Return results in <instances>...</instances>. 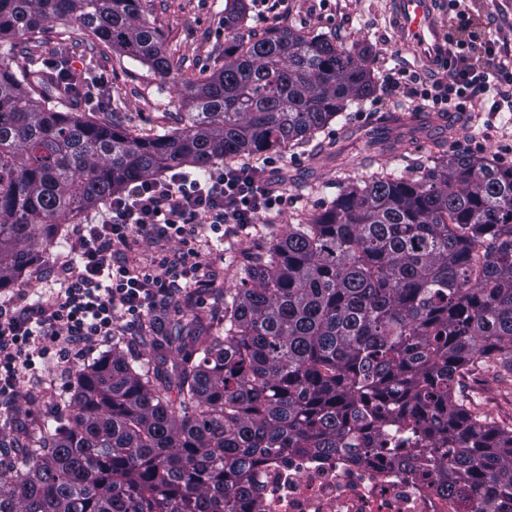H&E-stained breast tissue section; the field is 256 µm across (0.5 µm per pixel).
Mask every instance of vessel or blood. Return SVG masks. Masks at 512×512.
Listing matches in <instances>:
<instances>
[{"mask_svg":"<svg viewBox=\"0 0 512 512\" xmlns=\"http://www.w3.org/2000/svg\"><path fill=\"white\" fill-rule=\"evenodd\" d=\"M441 0H394L393 16L403 42L428 67H436L447 49L448 31L437 16Z\"/></svg>","mask_w":512,"mask_h":512,"instance_id":"1","label":"vessel or blood"}]
</instances>
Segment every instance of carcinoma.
Returning <instances> with one entry per match:
<instances>
[{
	"label": "carcinoma",
	"instance_id": "1",
	"mask_svg": "<svg viewBox=\"0 0 512 512\" xmlns=\"http://www.w3.org/2000/svg\"><path fill=\"white\" fill-rule=\"evenodd\" d=\"M233 0L224 30L244 21ZM73 24L167 79L142 0H0V288L58 243L60 218L123 184L207 171L308 138L371 97L370 48L272 28L182 80L181 129L141 134L66 110L73 87L12 59ZM142 367L118 346L77 367L72 405L0 469V512H237L253 469L291 453L358 458L396 425L442 493L512 501V423L454 382L512 375V165L443 155L352 185L291 224L224 295V335Z\"/></svg>",
	"mask_w": 512,
	"mask_h": 512
}]
</instances>
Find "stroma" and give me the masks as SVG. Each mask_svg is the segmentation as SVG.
Instances as JSON below:
<instances>
[{"mask_svg":"<svg viewBox=\"0 0 512 512\" xmlns=\"http://www.w3.org/2000/svg\"><path fill=\"white\" fill-rule=\"evenodd\" d=\"M229 0H143L145 16L163 37V48L175 65L176 76L161 81L148 66L119 55L105 46L85 49L84 30L68 27L66 36L75 46L70 65L75 71H89L98 81L96 100L88 105L75 101L76 111L86 116L120 123L146 132L157 127H182L186 106L181 94L180 75L210 70L224 62V42L229 37L249 38L272 27H291L330 39L355 52L368 45L373 53L368 66L376 84L375 94L354 102L310 140L276 150L278 163L266 176L272 186L288 198L274 220H260L246 232L225 237L209 235L200 244L208 266L206 288L187 287L168 308L157 311L151 331L126 338L121 347L149 368L157 367L156 344L177 335L178 322L199 318L200 329L220 336L224 333L221 314L226 291L239 287L248 269L282 238L298 219H312L348 186L368 181L376 172L395 176L417 175L425 162L426 147L409 150L405 141H392L382 152L356 144L345 147L342 132L348 127L374 128L388 114L416 115L434 121L435 110L417 107L401 92L391 91L386 74L404 68L422 72L423 66L402 42L390 19L389 0H288L286 7L272 9L261 0H251L246 17L234 33L224 30V10ZM468 12L485 27L487 35L505 43L512 51V0H467ZM435 135L445 137L449 153L465 152L512 165V111L492 114L478 110L464 113L454 128L435 124ZM70 240L53 248L21 278L19 284L0 288V297L35 303L50 287L49 276L70 258ZM112 344L96 342L69 363L57 355L39 361L42 373L23 378V398L12 423L0 425V460L9 461L16 448L36 432L39 420L64 411L71 397L73 367L92 362L110 353ZM461 391L476 397L495 420L512 421V382L491 373L464 380Z\"/></svg>","mask_w":512,"mask_h":512,"instance_id":"obj_1","label":"stroma"}]
</instances>
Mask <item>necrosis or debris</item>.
<instances>
[{
  "label": "necrosis or debris",
  "instance_id": "necrosis-or-debris-1",
  "mask_svg": "<svg viewBox=\"0 0 512 512\" xmlns=\"http://www.w3.org/2000/svg\"><path fill=\"white\" fill-rule=\"evenodd\" d=\"M404 448H388L350 460L344 454L289 455L253 471L259 490L246 512H465L457 495L434 490L430 472L400 464Z\"/></svg>",
  "mask_w": 512,
  "mask_h": 512
}]
</instances>
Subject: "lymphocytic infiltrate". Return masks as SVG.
<instances>
[{"label": "lymphocytic infiltrate", "mask_w": 512, "mask_h": 512, "mask_svg": "<svg viewBox=\"0 0 512 512\" xmlns=\"http://www.w3.org/2000/svg\"><path fill=\"white\" fill-rule=\"evenodd\" d=\"M441 78L421 83L395 70L393 90L430 103L440 112H463L475 97L484 109L512 103V60L485 39L461 0H448V48ZM287 201L256 166H216L205 180L175 172L148 177L114 191L95 223L81 225L74 256L50 306L0 302V417L10 418L19 402L20 374L36 369L46 342L78 350L115 336L139 335L160 305L175 299L185 282L200 278L203 263L192 241L232 224L247 230L260 218L278 216ZM163 237L183 245L177 259H162L153 273L130 262L139 240Z\"/></svg>", "instance_id": "1"}]
</instances>
